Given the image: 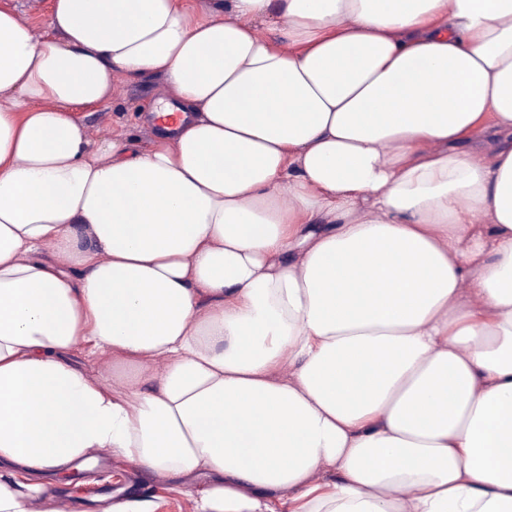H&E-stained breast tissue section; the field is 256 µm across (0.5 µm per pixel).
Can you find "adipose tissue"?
<instances>
[{
    "label": "adipose tissue",
    "mask_w": 512,
    "mask_h": 512,
    "mask_svg": "<svg viewBox=\"0 0 512 512\" xmlns=\"http://www.w3.org/2000/svg\"><path fill=\"white\" fill-rule=\"evenodd\" d=\"M116 74L148 144L76 117ZM104 449L195 512H512V0L0 5V512ZM20 9V19L40 33L49 10L50 0H15Z\"/></svg>",
    "instance_id": "1"
}]
</instances>
